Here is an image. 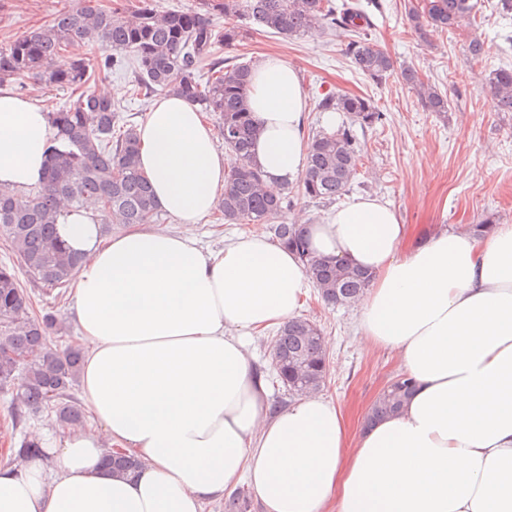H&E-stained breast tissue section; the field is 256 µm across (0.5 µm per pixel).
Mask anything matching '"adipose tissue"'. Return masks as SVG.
<instances>
[{"instance_id":"ef3b65f1","label":"adipose tissue","mask_w":512,"mask_h":512,"mask_svg":"<svg viewBox=\"0 0 512 512\" xmlns=\"http://www.w3.org/2000/svg\"><path fill=\"white\" fill-rule=\"evenodd\" d=\"M248 104L252 160L275 193L307 166L296 70L263 55ZM137 134L159 209L201 223L228 161L197 106L160 95ZM53 138L47 112L0 85V185H39ZM57 229L84 257L72 319L97 428L45 415L40 455L0 466V512H203L244 480L265 512H512L511 224L439 228L405 251L397 213L356 196L306 225L316 254L372 273L362 333L416 381L397 414L353 441L323 396L271 409L248 350L310 292L295 252L259 234L210 249L152 224L106 237L90 210L64 211ZM110 448L137 459L136 473L106 469Z\"/></svg>"}]
</instances>
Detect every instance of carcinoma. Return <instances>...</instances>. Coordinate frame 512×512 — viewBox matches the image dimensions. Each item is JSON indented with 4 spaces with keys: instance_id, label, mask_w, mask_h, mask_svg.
I'll return each instance as SVG.
<instances>
[{
    "instance_id": "1",
    "label": "carcinoma",
    "mask_w": 512,
    "mask_h": 512,
    "mask_svg": "<svg viewBox=\"0 0 512 512\" xmlns=\"http://www.w3.org/2000/svg\"><path fill=\"white\" fill-rule=\"evenodd\" d=\"M203 7L219 8L237 23L219 29L206 11L164 12L148 4L107 9L92 0H78L58 10L48 24L0 47V84L27 78L70 91L68 105L49 112L57 145L50 150L41 185L33 192L0 187V236L31 279L53 289L66 286L82 261L57 236L62 204L76 211L93 208L106 228L158 220L160 209L151 185L138 167L135 125L120 115L112 99L91 89L101 73L123 67L116 54L130 52L135 63L133 96L149 98L164 91L219 115L220 135L232 156L217 205L224 221L261 225L276 242L295 251L324 304L358 303L371 275L346 261L314 254L303 228L278 223L293 197L267 194L251 159L255 135L248 107L251 66H225L214 59L204 84L197 81V71L217 46L237 42L249 23L286 38L348 27L355 38L346 55L360 74L376 84L393 74L391 57L370 32L366 14L348 0H204ZM476 15L474 0H419L408 7V19L423 37L430 29L446 32L474 21ZM92 44L108 55L100 61L87 56L84 48ZM64 52L74 56L66 72L52 66ZM401 76L428 111L447 114V96L421 80L415 69L406 67ZM483 81L498 111L512 112V68L493 69ZM317 108L348 117L337 130H322L307 141L300 191L307 198L331 203L350 191L357 175L360 148L353 127L380 123L383 112L370 98L350 94H326ZM57 330L58 317L35 314L14 268L0 264V388H16L20 406L12 414L14 427L46 408L55 411L63 427L84 419V409L69 394L81 367V350L76 344L62 352L54 349L51 335ZM271 351L270 373L288 395H313L323 389L327 341L315 322L303 317L288 320L273 336ZM412 389V379L398 375L372 403L366 424L397 413ZM106 463L124 474L137 468L134 458L117 449L107 453ZM251 507L248 494H234L224 503V512H251Z\"/></svg>"
}]
</instances>
